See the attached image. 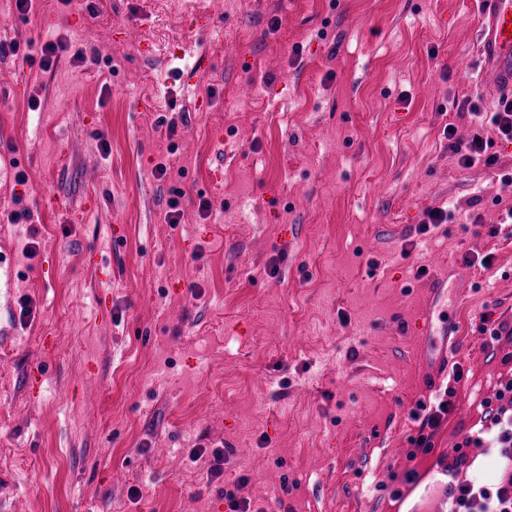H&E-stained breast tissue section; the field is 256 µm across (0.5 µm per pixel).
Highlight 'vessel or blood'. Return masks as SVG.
I'll list each match as a JSON object with an SVG mask.
<instances>
[{
    "instance_id": "obj_1",
    "label": "vessel or blood",
    "mask_w": 512,
    "mask_h": 512,
    "mask_svg": "<svg viewBox=\"0 0 512 512\" xmlns=\"http://www.w3.org/2000/svg\"><path fill=\"white\" fill-rule=\"evenodd\" d=\"M480 23L482 28L479 52L485 67L495 78L496 87L505 93H512V33L507 25L512 22V0H480ZM443 277L436 276L430 281L429 305L419 316L418 333L422 345L418 353L422 382L429 391H438L447 377L449 364L459 354V347L448 338H436L430 334L431 306L443 292Z\"/></svg>"
}]
</instances>
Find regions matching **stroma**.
Here are the masks:
<instances>
[{"label": "stroma", "instance_id": "35a3bbf8", "mask_svg": "<svg viewBox=\"0 0 512 512\" xmlns=\"http://www.w3.org/2000/svg\"><path fill=\"white\" fill-rule=\"evenodd\" d=\"M479 33L477 0H0V512H434L439 471L496 484L463 442L512 380L480 320L512 324V143L466 168L443 135L493 108ZM57 39L86 61L42 70ZM437 274L464 376L425 454Z\"/></svg>", "mask_w": 512, "mask_h": 512}]
</instances>
